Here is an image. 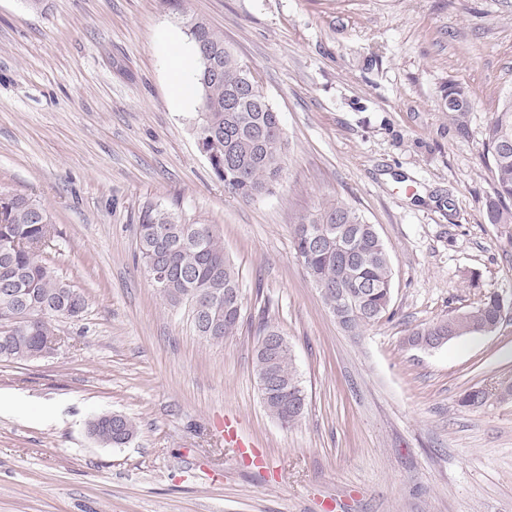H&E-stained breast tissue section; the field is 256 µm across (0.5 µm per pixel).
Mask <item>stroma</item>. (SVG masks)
<instances>
[{
  "instance_id": "stroma-1",
  "label": "stroma",
  "mask_w": 512,
  "mask_h": 512,
  "mask_svg": "<svg viewBox=\"0 0 512 512\" xmlns=\"http://www.w3.org/2000/svg\"><path fill=\"white\" fill-rule=\"evenodd\" d=\"M204 19L253 66L287 165L273 193L225 190L199 105L175 108L171 35ZM472 112H447L449 87ZM512 90V0H0V193L41 204L49 263L82 291L53 354L0 362V512H512V224H493L487 121ZM341 201L376 226L394 316L344 331L291 229ZM215 225L244 324L196 336L137 257L147 205ZM499 293L498 330L435 350L415 327ZM288 338L308 395L282 427L253 375L256 327ZM485 391L480 406L461 405ZM137 436L105 447L96 415ZM235 415L273 468L239 459Z\"/></svg>"
}]
</instances>
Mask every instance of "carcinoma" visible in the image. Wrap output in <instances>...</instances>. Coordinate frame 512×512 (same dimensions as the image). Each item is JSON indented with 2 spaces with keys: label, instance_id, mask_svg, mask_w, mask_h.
I'll return each mask as SVG.
<instances>
[{
  "label": "carcinoma",
  "instance_id": "obj_1",
  "mask_svg": "<svg viewBox=\"0 0 512 512\" xmlns=\"http://www.w3.org/2000/svg\"><path fill=\"white\" fill-rule=\"evenodd\" d=\"M186 34L195 52V81L200 92L198 126L209 136L210 167L233 194L251 200L271 192L286 167L279 113L261 80L247 84L236 111H227L228 90L245 82L244 62L224 44L205 21L191 18ZM485 148L491 155L494 198L489 201L493 224H511L512 210V91L506 93L486 126ZM138 254L145 269L163 264L168 275L160 297L171 307L188 309L193 328L207 342L234 335L243 321V309H228L224 296L241 291L240 271L224 253L221 236L213 224H184L172 212L148 205L136 224ZM57 230L47 211L24 195H0V362L30 361L57 343L55 322L60 317L79 318L87 301L48 265L44 254L55 246ZM297 255L307 276L326 284L321 297L339 325L358 332L382 320L389 311L393 272L385 245L373 224L354 208L326 203L306 215L292 229ZM214 299L213 317L221 329L209 331L192 305V299ZM502 298L484 297L468 311L413 328L406 343L433 349L496 322ZM253 373L257 384L270 375L288 385V394L262 397L266 411L283 427L304 414L307 394L299 380L287 338L279 351L266 355L255 349ZM100 444L121 446L137 434L128 416L116 424L97 416L88 424Z\"/></svg>",
  "mask_w": 512,
  "mask_h": 512
}]
</instances>
